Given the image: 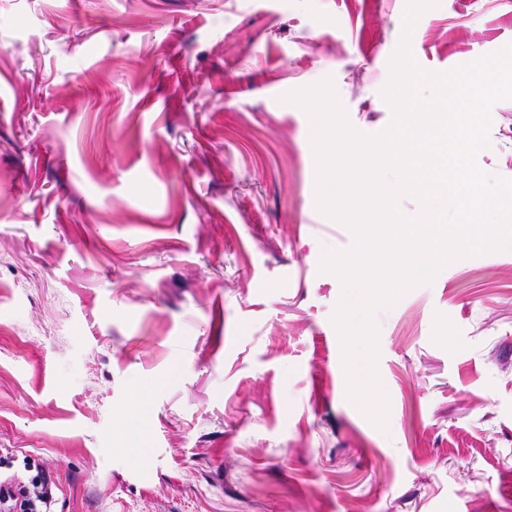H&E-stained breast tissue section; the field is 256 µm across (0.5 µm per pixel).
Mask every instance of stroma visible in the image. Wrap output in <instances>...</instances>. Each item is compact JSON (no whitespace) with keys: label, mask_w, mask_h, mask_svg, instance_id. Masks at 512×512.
<instances>
[{"label":"stroma","mask_w":512,"mask_h":512,"mask_svg":"<svg viewBox=\"0 0 512 512\" xmlns=\"http://www.w3.org/2000/svg\"><path fill=\"white\" fill-rule=\"evenodd\" d=\"M407 0H0V475L51 512H512V252L376 314L387 429L348 399L305 112L384 130ZM512 43L440 0L411 50ZM485 172L512 178V100ZM38 474L25 479L13 474L0 481V504L3 512H46L56 494L57 485L43 463L36 465Z\"/></svg>","instance_id":"1"}]
</instances>
